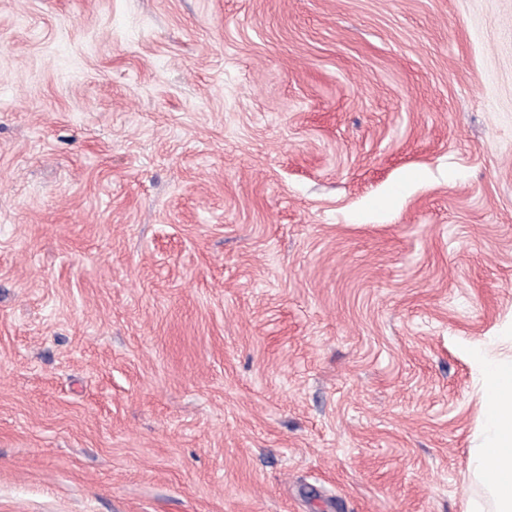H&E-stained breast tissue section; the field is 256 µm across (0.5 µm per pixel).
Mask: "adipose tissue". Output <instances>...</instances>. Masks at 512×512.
I'll return each mask as SVG.
<instances>
[{"mask_svg": "<svg viewBox=\"0 0 512 512\" xmlns=\"http://www.w3.org/2000/svg\"><path fill=\"white\" fill-rule=\"evenodd\" d=\"M483 396L488 439L471 464L490 481L485 504L470 512H512V360L489 366Z\"/></svg>", "mask_w": 512, "mask_h": 512, "instance_id": "obj_1", "label": "adipose tissue"}]
</instances>
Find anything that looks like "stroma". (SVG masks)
<instances>
[{"mask_svg":"<svg viewBox=\"0 0 512 512\" xmlns=\"http://www.w3.org/2000/svg\"><path fill=\"white\" fill-rule=\"evenodd\" d=\"M512 339V0H0V512H466Z\"/></svg>","mask_w":512,"mask_h":512,"instance_id":"35a3bbf8","label":"stroma"}]
</instances>
